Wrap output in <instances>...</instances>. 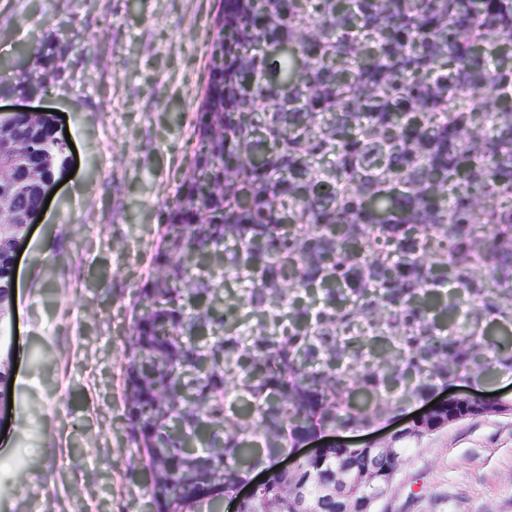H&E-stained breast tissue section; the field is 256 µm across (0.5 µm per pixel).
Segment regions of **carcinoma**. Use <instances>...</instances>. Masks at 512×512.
Returning a JSON list of instances; mask_svg holds the SVG:
<instances>
[{"label": "carcinoma", "instance_id": "obj_1", "mask_svg": "<svg viewBox=\"0 0 512 512\" xmlns=\"http://www.w3.org/2000/svg\"><path fill=\"white\" fill-rule=\"evenodd\" d=\"M196 158L138 288L128 437L157 512H218L263 461L365 429L437 386L512 371V0H224ZM497 64L489 67L491 53ZM0 120L16 151L66 155ZM249 286L237 289V284ZM327 444L237 512H295L337 470L404 458Z\"/></svg>", "mask_w": 512, "mask_h": 512}]
</instances>
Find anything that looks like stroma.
<instances>
[{
    "label": "stroma",
    "instance_id": "35a3bbf8",
    "mask_svg": "<svg viewBox=\"0 0 512 512\" xmlns=\"http://www.w3.org/2000/svg\"><path fill=\"white\" fill-rule=\"evenodd\" d=\"M220 0H0V107L65 114L72 178L18 266L22 360L0 410V512H147L121 366L166 206L194 160ZM383 512H512V416L409 452Z\"/></svg>",
    "mask_w": 512,
    "mask_h": 512
}]
</instances>
